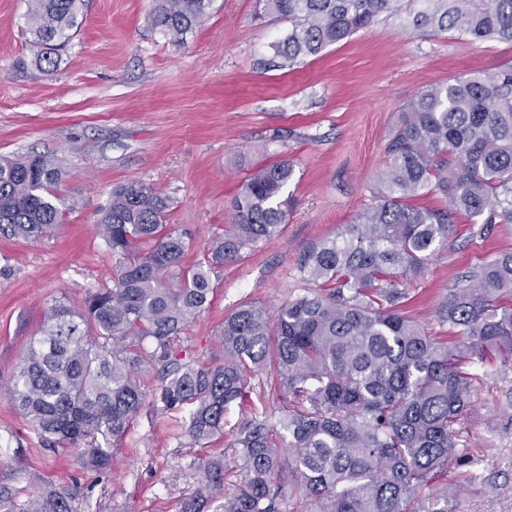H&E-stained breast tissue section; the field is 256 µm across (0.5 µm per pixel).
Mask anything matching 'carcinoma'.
Returning <instances> with one entry per match:
<instances>
[{
    "label": "carcinoma",
    "mask_w": 512,
    "mask_h": 512,
    "mask_svg": "<svg viewBox=\"0 0 512 512\" xmlns=\"http://www.w3.org/2000/svg\"><path fill=\"white\" fill-rule=\"evenodd\" d=\"M415 28L457 30L512 43V0H412ZM210 0H155L153 23L175 41L201 24ZM83 0H29L28 25L42 46L38 68L56 66ZM398 0H256L255 17L290 25L274 45L293 64L370 27ZM371 202L332 238L311 246L300 272L308 291L275 314L246 302L224 317L214 364L172 358V344L210 306L212 277L242 251L272 240L291 207L288 159L256 168L233 201L224 235L189 268L183 236L164 224L155 188L129 181L112 189L98 234L120 257L113 286L88 294L83 310L59 302L46 315L14 377L11 396L53 448L100 433L120 438L145 405L138 373L164 362L154 405L193 407L196 443L221 431L227 406L251 378L270 370L288 392L278 423L251 420L245 484L224 512H278L284 467L318 512H409L411 501L462 460L454 429L470 411L479 369L512 366V252H502L451 289L438 318L453 341L406 314L410 287L448 243L459 214L486 235L512 224V70L461 75L423 88L399 115ZM53 158L0 161V236L37 240L61 222ZM444 198L446 206L416 200ZM180 280L170 288L167 280ZM146 338L147 355L134 351ZM288 436L291 457L275 439ZM86 466L112 469V452L89 448ZM224 489V459L179 512H205ZM68 487L35 493L22 512H72Z\"/></svg>",
    "instance_id": "carcinoma-1"
}]
</instances>
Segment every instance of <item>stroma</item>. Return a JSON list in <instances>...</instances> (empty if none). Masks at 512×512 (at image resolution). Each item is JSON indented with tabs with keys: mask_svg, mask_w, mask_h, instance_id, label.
Instances as JSON below:
<instances>
[{
	"mask_svg": "<svg viewBox=\"0 0 512 512\" xmlns=\"http://www.w3.org/2000/svg\"><path fill=\"white\" fill-rule=\"evenodd\" d=\"M153 0H85L56 68L32 66L28 0H0V157L44 154L62 170L61 224L36 241L0 237V494L25 502L47 486L77 487L74 512H178L203 478V460L223 458L224 500L248 471L239 442L247 421L282 416L266 374L224 414L210 446L188 436L189 409L146 405L112 443V469L87 468L81 448L53 450L18 410L8 388L48 309L81 310L88 293L111 287L119 264L95 225L115 185L138 180L167 198L169 230L197 259L224 233L232 202L254 167L290 160L295 204L278 236L225 264L208 310L173 345L203 361L222 355L217 328L239 304L276 311L311 289L304 251L353 223L370 201L399 110L422 88L463 74L512 68V44L456 30L413 28L407 12L294 66L274 45L287 23L255 21V0H211L203 24L173 41L149 22ZM512 251V224L473 235L457 216L447 248L414 284L406 312L442 335L436 311L449 289L496 254ZM458 428L467 460L435 479L412 512H512V367L477 383Z\"/></svg>",
	"mask_w": 512,
	"mask_h": 512,
	"instance_id": "1",
	"label": "stroma"
}]
</instances>
